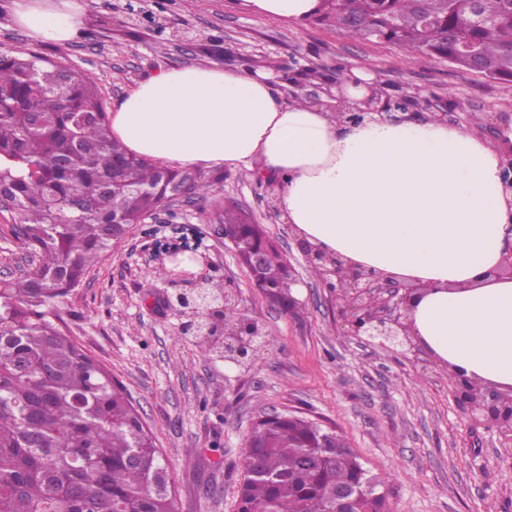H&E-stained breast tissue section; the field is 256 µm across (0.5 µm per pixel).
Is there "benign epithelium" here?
<instances>
[{
    "label": "benign epithelium",
    "mask_w": 512,
    "mask_h": 512,
    "mask_svg": "<svg viewBox=\"0 0 512 512\" xmlns=\"http://www.w3.org/2000/svg\"><path fill=\"white\" fill-rule=\"evenodd\" d=\"M363 105L367 111H378L389 105V99L383 90L373 88ZM300 246L306 259L321 268L320 280L324 286L336 288V303L346 335L375 342L395 355L418 357L424 344L415 336L409 310L420 288L410 282L399 285L394 275L326 254L303 239ZM207 284L206 277H195V288L172 296L171 305L187 319L188 329L210 337L215 335L213 319L222 315L224 320H229L237 311L238 297L230 288L213 297ZM373 299L377 304H371ZM261 340L257 323L245 322L235 333H224L216 349L224 355V360L244 366ZM456 390L477 423L500 435H512V387L502 389L492 384L486 391L474 393L465 381L458 380Z\"/></svg>",
    "instance_id": "obj_1"
}]
</instances>
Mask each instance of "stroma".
Instances as JSON below:
<instances>
[{"label":"stroma","instance_id":"1","mask_svg":"<svg viewBox=\"0 0 512 512\" xmlns=\"http://www.w3.org/2000/svg\"><path fill=\"white\" fill-rule=\"evenodd\" d=\"M81 35L33 42L0 0V50L37 51L90 72L105 107L166 68L211 65L269 73L285 96L344 115L331 92L352 70L373 74L418 115L466 126L498 145L512 119V81L413 56L336 28L255 15L248 0H86ZM278 179L225 169L205 196L182 195L132 225L61 308L70 337L103 364L152 431L175 487V512H237L242 458L260 416L298 410L334 429L385 478L388 512H512V440L475 423L430 352L413 361L344 335L336 298L300 252ZM262 225L295 269L301 311L270 306L227 240L212 230L227 206ZM0 209V280L29 258ZM185 244L208 254L211 281L233 284L238 316L263 342L248 368L224 363L211 339L185 334L169 307L184 283L162 255Z\"/></svg>","mask_w":512,"mask_h":512}]
</instances>
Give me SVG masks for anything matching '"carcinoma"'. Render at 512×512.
<instances>
[{"instance_id":"carcinoma-1","label":"carcinoma","mask_w":512,"mask_h":512,"mask_svg":"<svg viewBox=\"0 0 512 512\" xmlns=\"http://www.w3.org/2000/svg\"><path fill=\"white\" fill-rule=\"evenodd\" d=\"M313 18L412 55L446 58L467 42L512 80V0H320ZM217 181L128 154L85 72L0 52V198L11 234L34 258L24 276L0 281V512H175L152 436L125 391L59 330L56 310L127 224L179 190L201 195ZM224 227L244 261L265 245L230 210ZM257 282L297 313L279 256ZM245 448L238 512H336L340 490L358 496V512H385L383 480L312 420L264 416Z\"/></svg>"}]
</instances>
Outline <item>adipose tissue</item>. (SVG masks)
<instances>
[{"mask_svg":"<svg viewBox=\"0 0 512 512\" xmlns=\"http://www.w3.org/2000/svg\"><path fill=\"white\" fill-rule=\"evenodd\" d=\"M83 17L81 0H14L36 42L67 46ZM110 121L138 157L277 174L286 219L316 248L422 286L409 317L450 373L512 387V278L495 274L512 232L499 148L432 117L342 122L284 98L265 73L207 66L139 82Z\"/></svg>","mask_w":512,"mask_h":512,"instance_id":"obj_1","label":"adipose tissue"}]
</instances>
